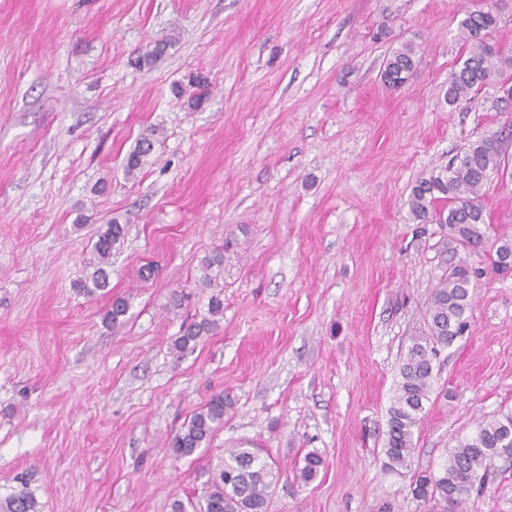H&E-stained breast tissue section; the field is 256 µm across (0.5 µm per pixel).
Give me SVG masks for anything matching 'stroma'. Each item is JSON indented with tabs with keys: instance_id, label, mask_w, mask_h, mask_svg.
Wrapping results in <instances>:
<instances>
[{
	"instance_id": "obj_1",
	"label": "stroma",
	"mask_w": 512,
	"mask_h": 512,
	"mask_svg": "<svg viewBox=\"0 0 512 512\" xmlns=\"http://www.w3.org/2000/svg\"><path fill=\"white\" fill-rule=\"evenodd\" d=\"M482 3L0 0V497L25 472L42 512H171L225 448L250 445L278 475L267 512H423L382 448L402 357L451 266L484 274L467 331L434 361L411 473L512 412V271L407 206L418 180L497 134L487 236L512 239L500 82L444 98L466 56L459 22ZM405 43L418 63L394 89L381 72ZM113 218L127 235L109 293L90 299L75 284ZM220 247L224 317L176 352ZM116 296L130 308L108 325ZM220 392L223 427L174 460L171 437ZM311 451L324 466L303 485ZM463 512H512V463ZM153 140L149 135L140 138L133 150H131L124 163V173L128 178L135 175L149 163V156L153 151Z\"/></svg>"
}]
</instances>
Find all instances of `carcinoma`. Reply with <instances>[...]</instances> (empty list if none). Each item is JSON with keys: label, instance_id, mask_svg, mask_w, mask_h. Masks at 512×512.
<instances>
[{"label": "carcinoma", "instance_id": "carcinoma-1", "mask_svg": "<svg viewBox=\"0 0 512 512\" xmlns=\"http://www.w3.org/2000/svg\"><path fill=\"white\" fill-rule=\"evenodd\" d=\"M501 22L499 8L474 9L464 12L459 22V40L467 48V57L448 78L446 99L453 106L473 92L480 91L512 64L502 59L487 42V36ZM416 66L413 46L404 44L392 52L382 73L383 81L397 87L404 84ZM149 136L139 139L124 163V173L133 178L149 163L153 151ZM503 152V139L489 135L470 142L448 165L420 180L409 197V214L419 223L448 227L460 242L477 248L487 242L485 235L484 188L491 175L498 172ZM126 225L113 219L98 232L93 254L94 270L76 283L77 290L95 297L109 288L112 251L124 242ZM512 257V242L500 240L489 254L492 267L507 271L504 262ZM202 283L205 286L224 278V252L216 250L202 262ZM480 271L463 265L443 274L434 288L428 309V333L414 336L399 368V379L388 411L383 468L399 473L409 467L415 449L414 434L425 411L434 383L433 357L437 346H449L467 325L473 280ZM129 310L128 299L115 298L104 321L115 323ZM224 315V302L213 294L208 302V315L190 323L174 341L176 351L183 353L198 345L202 337L218 326ZM231 403L224 394L214 395L200 410L193 413L188 424L169 441L171 456L180 460L193 456L211 441L214 432L224 424V415ZM512 460V412L481 421L475 433L458 442L448 452L438 472L413 476L410 491L413 499L423 505L444 504V512H460V507L474 493L485 488V478L495 460ZM323 458L316 452L305 455L296 478L307 484L319 474ZM276 473L263 456L261 448L237 446L224 449V459L208 473L201 494L172 504V512H267ZM0 512H40L33 491L25 479L11 493L0 498Z\"/></svg>", "mask_w": 512, "mask_h": 512}]
</instances>
